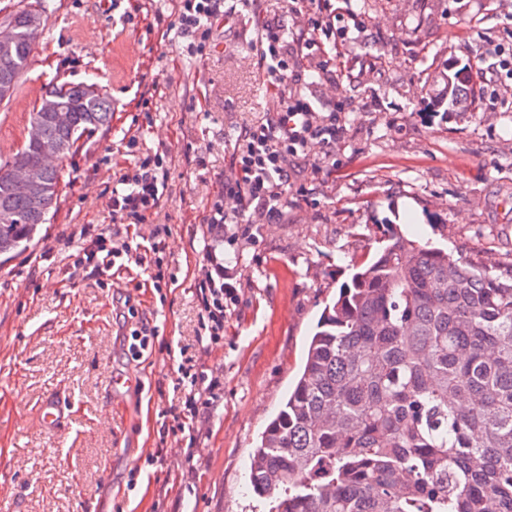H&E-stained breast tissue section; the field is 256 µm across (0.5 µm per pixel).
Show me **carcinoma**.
<instances>
[{"label": "carcinoma", "mask_w": 512, "mask_h": 512, "mask_svg": "<svg viewBox=\"0 0 512 512\" xmlns=\"http://www.w3.org/2000/svg\"><path fill=\"white\" fill-rule=\"evenodd\" d=\"M53 0L7 18L0 73L29 70ZM479 62L448 67L440 100L469 112ZM88 84L55 83L71 109L60 126L35 107L39 139L0 161V255L26 250L57 210L61 171L42 169L29 196L10 167L38 165L44 144L65 159L110 126L112 104ZM247 488L270 512H512V266L479 267L390 227L377 256L325 305L306 361L249 460Z\"/></svg>", "instance_id": "cac0c4a2"}]
</instances>
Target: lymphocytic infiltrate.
Segmentation results:
<instances>
[{"label": "lymphocytic infiltrate", "instance_id": "1", "mask_svg": "<svg viewBox=\"0 0 512 512\" xmlns=\"http://www.w3.org/2000/svg\"><path fill=\"white\" fill-rule=\"evenodd\" d=\"M222 0H180L179 25L184 36L208 41L213 26L222 15ZM305 8L309 28L301 35H289L282 27L263 26L258 41V54L268 89L278 92L283 106L274 115L242 126L233 148L229 174L224 177V193L236 201L234 210H226L215 201L206 228L214 244L205 256V275L196 286L199 306L198 335L210 343L224 341V327L235 313L240 298L236 284L231 283L224 267V253L217 244L235 240L252 229L253 216L265 223H284L287 215L286 196L290 174L288 160L307 152L312 143L330 146L336 139V125L324 122L323 113L335 112L332 100L312 105L304 91L308 84L304 72L325 77L331 62L330 50L336 49V12L330 0H290ZM121 187L112 193V218L132 226L145 223L157 209L166 186V172L161 164L145 158L135 162L121 174ZM129 244H115L110 230L90 234L80 231L76 247L77 265L92 266L107 272L117 259L130 255ZM177 383L183 390L178 405L170 410L167 427L172 436L195 434L197 426L217 400L222 382L194 369L189 357L177 363Z\"/></svg>", "mask_w": 512, "mask_h": 512}]
</instances>
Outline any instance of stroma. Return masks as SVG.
<instances>
[{"mask_svg":"<svg viewBox=\"0 0 512 512\" xmlns=\"http://www.w3.org/2000/svg\"><path fill=\"white\" fill-rule=\"evenodd\" d=\"M179 0H54L25 85L96 77L112 102L109 130L63 163L57 213L39 240L0 263V512H268L246 490L260 433L294 381L309 336L356 267L381 248L388 225L475 264L512 263V77L492 70L512 44V0H336L369 39H351L335 84L309 100H339L330 149L290 161L288 219L257 224L227 247L241 302L224 344L196 340L203 235L221 198L233 134L282 108L254 44L262 25L302 29L286 0L238 8L199 50L181 34ZM482 57L488 93L472 112L437 106L434 72ZM34 102L0 108V143L23 141ZM162 158L167 185L150 224H167L157 294L137 259L105 274L74 270L68 239L112 221V191L132 158ZM159 330L151 354L127 358L122 301ZM180 343L217 372L224 395L195 442L164 440L177 401L166 346ZM71 404L56 431L41 400Z\"/></svg>","mask_w":512,"mask_h":512,"instance_id":"obj_1","label":"stroma"}]
</instances>
